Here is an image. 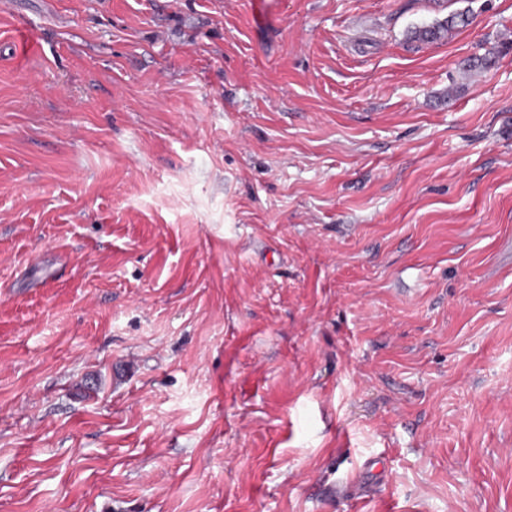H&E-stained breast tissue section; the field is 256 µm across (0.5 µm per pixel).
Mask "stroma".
Wrapping results in <instances>:
<instances>
[{
  "instance_id": "obj_1",
  "label": "stroma",
  "mask_w": 512,
  "mask_h": 512,
  "mask_svg": "<svg viewBox=\"0 0 512 512\" xmlns=\"http://www.w3.org/2000/svg\"><path fill=\"white\" fill-rule=\"evenodd\" d=\"M14 2L0 512H512V0ZM469 21L468 11L453 13L442 22L432 26H424L415 28L411 31V38L418 41H433L443 37L445 33H449L459 25H465Z\"/></svg>"
}]
</instances>
